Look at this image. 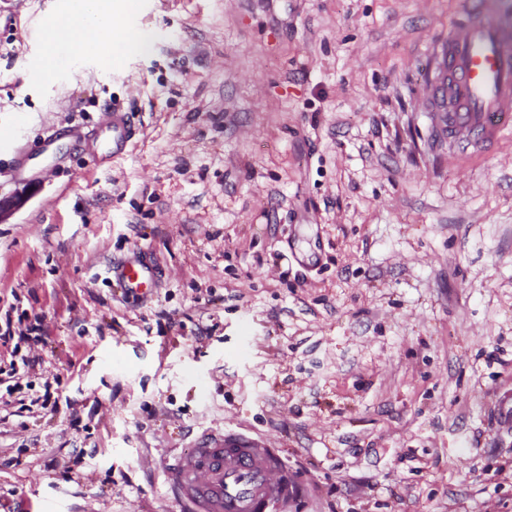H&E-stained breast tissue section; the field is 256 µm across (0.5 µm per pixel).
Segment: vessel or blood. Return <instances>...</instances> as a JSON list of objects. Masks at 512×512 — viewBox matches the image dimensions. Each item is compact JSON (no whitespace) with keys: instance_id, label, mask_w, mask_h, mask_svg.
Returning <instances> with one entry per match:
<instances>
[{"instance_id":"b4317fda","label":"vessel or blood","mask_w":512,"mask_h":512,"mask_svg":"<svg viewBox=\"0 0 512 512\" xmlns=\"http://www.w3.org/2000/svg\"><path fill=\"white\" fill-rule=\"evenodd\" d=\"M440 85L428 106L449 144L468 149L497 142L512 129V25L482 13L454 25L440 53ZM112 145L101 155H123L136 129L131 113L112 112ZM125 294L154 288L149 253L133 251L109 268ZM167 481L185 512H288L304 487L278 450L236 431L202 434L167 468Z\"/></svg>"}]
</instances>
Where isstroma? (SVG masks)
<instances>
[{
  "mask_svg": "<svg viewBox=\"0 0 512 512\" xmlns=\"http://www.w3.org/2000/svg\"><path fill=\"white\" fill-rule=\"evenodd\" d=\"M62 2L0 0V317L34 359L0 512H181L207 429L280 449L293 512H512V131L460 155L420 110L449 28L512 0H137L146 51L43 80ZM115 104L122 158L39 151ZM137 247L135 301L106 269ZM112 147L101 154L100 161H111L112 158L123 155L136 133L134 118L131 112H122L112 107Z\"/></svg>",
  "mask_w": 512,
  "mask_h": 512,
  "instance_id": "stroma-1",
  "label": "stroma"
}]
</instances>
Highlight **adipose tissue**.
Segmentation results:
<instances>
[{
    "label": "adipose tissue",
    "mask_w": 512,
    "mask_h": 512,
    "mask_svg": "<svg viewBox=\"0 0 512 512\" xmlns=\"http://www.w3.org/2000/svg\"><path fill=\"white\" fill-rule=\"evenodd\" d=\"M42 39L40 71L47 78L53 76L62 49L76 57H88L104 48L126 52L147 46L144 35L132 31L123 17L114 13L112 0H68L67 7L44 27Z\"/></svg>",
    "instance_id": "ef3b65f1"
}]
</instances>
